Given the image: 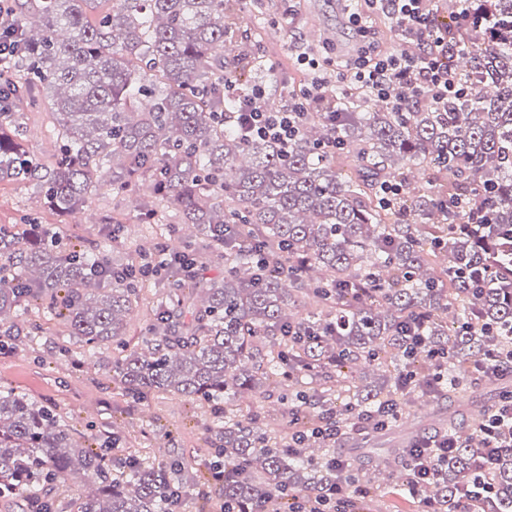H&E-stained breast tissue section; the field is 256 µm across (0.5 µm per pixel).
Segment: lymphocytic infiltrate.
<instances>
[{"mask_svg": "<svg viewBox=\"0 0 512 512\" xmlns=\"http://www.w3.org/2000/svg\"><path fill=\"white\" fill-rule=\"evenodd\" d=\"M377 15L392 22L403 44L401 50L384 55L377 49L372 25ZM348 21L362 43L336 67L326 69L310 54L298 55V64L314 73L301 96L284 98L273 107L268 103L265 85H253L240 94L234 81H225V92L236 94L239 101L237 111L225 113V122L239 128L245 138L271 140L285 147L297 137L308 113H323L328 123H335L336 106L324 94V86L331 80L342 87L366 88L372 96L389 102L397 112L424 97L444 103L464 93L465 87L454 75L448 57L463 56L465 47L449 46L447 23L434 15L429 0H353ZM494 335V342L473 363V376L512 377V348L504 349L499 344L503 336L512 340V321L496 328ZM481 432L484 452L474 459L473 471L478 479L487 480L500 456L512 455V388L500 393L495 408L481 425ZM459 445V438L454 436L421 437L406 454L411 487L419 488L422 481L433 476L432 461L436 454L452 453Z\"/></svg>", "mask_w": 512, "mask_h": 512, "instance_id": "obj_1", "label": "lymphocytic infiltrate"}]
</instances>
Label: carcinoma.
I'll list each match as a JSON object with an SVG mask.
<instances>
[{"label": "carcinoma", "mask_w": 512, "mask_h": 512, "mask_svg": "<svg viewBox=\"0 0 512 512\" xmlns=\"http://www.w3.org/2000/svg\"><path fill=\"white\" fill-rule=\"evenodd\" d=\"M37 0L14 22L17 54L5 67L20 82L0 84V182L37 180L45 204L79 208L93 188L147 173L154 194L195 226L206 255L224 257V278L179 282L157 302L144 347L115 368L136 393L173 391L226 404L262 395L286 375L319 382L288 397L294 431L332 419L341 440L385 403L427 393L468 394L466 369L489 344L487 327L512 319V32L497 42L448 24V43L466 45L457 64L465 97L426 109L369 110L372 97L344 90L336 124L342 148L322 147L325 117L312 112L284 150L246 140L224 125L236 102L224 80L250 60L233 40L230 0ZM475 14L512 24V0H475ZM34 93L55 116L56 167L38 175L11 111ZM344 156L353 165L340 166ZM384 182L401 185L398 204L380 203ZM478 194L483 206L452 214L442 202ZM263 247L268 268L256 264ZM448 252L436 275L422 270ZM99 256L65 255L46 229L20 237L0 225V329L22 303L45 301L87 345L122 342L132 282L96 270ZM306 296L316 311L283 313ZM422 322L427 351L406 349L403 332ZM313 332L303 338L288 330ZM442 366L443 381L433 382ZM216 434L224 456V500L266 512L289 488L315 497L343 482L324 462L288 453L276 437L254 432L232 409ZM480 435L469 432L453 457L436 462L422 487L439 512H456L457 489L473 480ZM94 472L97 493L74 512H165L182 478L135 462L120 477L74 439L50 406L21 390H0V497L24 490L30 512H55L48 486ZM496 512H512V456L496 466Z\"/></svg>", "instance_id": "carcinoma-1"}]
</instances>
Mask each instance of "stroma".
<instances>
[{
	"mask_svg": "<svg viewBox=\"0 0 512 512\" xmlns=\"http://www.w3.org/2000/svg\"><path fill=\"white\" fill-rule=\"evenodd\" d=\"M239 4L241 46L254 53L261 67L283 74L295 91L311 80L310 73L296 63L297 47L336 56L350 52L358 42L339 0H295L292 22L285 17L291 6L286 0H239ZM19 113L30 155L42 168L52 169L58 160L52 112L44 104L25 101ZM151 199L149 181L136 178L121 190L109 184L94 189L82 207L59 215L47 208L36 182L4 181L0 182V224L13 226L23 236L39 225L50 230L61 251L91 253L100 248L109 264L138 267L166 252L172 239L189 244L194 232L172 207L166 210L164 230L152 228L145 217ZM172 283L165 270L138 281L139 297L127 315L126 336L119 345L89 347L71 336L67 322L49 309L24 307L16 319L18 326L26 330L37 324L41 331L35 336H0V389L20 388L50 405L74 438L104 456L111 469H122L133 458L192 468L197 482L184 493L178 512H222V485L209 470L218 452L213 426L221 406L177 393L131 392L113 367L122 350L141 347L152 323L151 309ZM501 389V384L491 382L476 385L467 396L450 402L428 396L414 399L376 438L367 442L354 436L339 444L335 453L356 462L358 470H374L384 449L402 447L408 437L434 432L447 415L469 427L468 405L496 400ZM287 391V385H273L260 398L243 400L242 415L257 416L268 435L285 434L281 396ZM421 510L419 497L409 493L406 481L378 478L368 512Z\"/></svg>",
	"mask_w": 512,
	"mask_h": 512,
	"instance_id": "35a3bbf8",
	"label": "stroma"
}]
</instances>
